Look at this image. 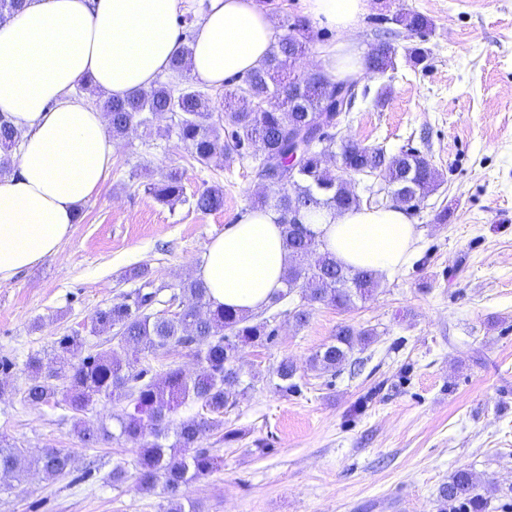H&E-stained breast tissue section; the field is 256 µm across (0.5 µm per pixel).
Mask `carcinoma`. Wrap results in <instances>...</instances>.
Masks as SVG:
<instances>
[{"mask_svg": "<svg viewBox=\"0 0 512 512\" xmlns=\"http://www.w3.org/2000/svg\"><path fill=\"white\" fill-rule=\"evenodd\" d=\"M396 28L424 34L431 30V20L421 13L399 12L390 18ZM394 30L383 32L376 53L366 58L368 71L385 74L395 69L398 48L391 40ZM311 42L309 24L300 18L287 25L261 64L246 74L236 88L234 101L225 106L219 118L213 116L211 97L187 76L183 48L169 69V80L158 81L145 90L103 102L109 120V132L122 137L132 128L150 122V117L171 114L178 140L201 165L224 157L230 150H242L253 144L263 152L257 175L280 170L283 185L274 195L263 194L253 202V209L271 208L280 214L288 249V266L283 275L284 289L271 298L277 305L297 293L304 300L344 308L365 300L378 287L374 272L355 270L339 264L333 255L320 249L316 235L302 222L305 213L328 209L338 213L361 206L360 197L352 192L349 181L325 164L333 147L339 148L345 173L376 172L385 188L397 192L412 181V192L405 207L421 203L439 186V173L429 159L417 150L387 154L378 147H368L352 139H336L334 118L336 105L343 103L355 87L354 81L324 85L320 76L310 75L288 94V58L303 53ZM20 134L11 118L0 112V178L13 169V153ZM145 190L160 203L174 205L185 200L181 172L172 168L158 182ZM194 208L202 213L224 206V189L219 185L205 188L194 196ZM129 278L142 281L131 301L123 300L99 309L91 317V332L112 330L119 341L141 351L156 352L169 346L183 347L201 364L199 371L187 375L179 367L169 368L160 381L147 377L149 368L137 355L123 357L114 349H98L76 360L75 352L83 346V337L72 334L57 340L55 368L45 370L41 358L26 363L28 381L22 392L30 406L53 400L57 386L53 379L67 380L64 398L75 411H84L99 401L124 403L126 408L115 416L118 433L107 428L78 427L80 440L95 445L102 439H123L137 448L134 473L118 465L112 481L133 479L140 493L163 495L167 507L162 512H199L186 498L184 489L220 466L219 456L199 446L207 431L221 424L224 410L233 406L240 389V374L235 360L240 347L265 345L275 335L268 320L231 309L211 308L208 290L197 279L180 284V311L166 316L151 312L157 292L150 290L153 281L145 269H133ZM375 336L372 329L357 330L342 326L334 341L323 345L310 359L316 370L334 371L351 358L354 350L368 345ZM297 368L283 359L275 370L277 388L294 393ZM197 402L203 414L183 421L174 430L173 443H167L173 415L186 402ZM71 454L48 447L33 460L25 449L0 436V482L21 484L31 469L48 478L58 479L71 472ZM438 512H492L489 490L474 473L459 469L448 477L438 492Z\"/></svg>", "mask_w": 512, "mask_h": 512, "instance_id": "carcinoma-1", "label": "carcinoma"}]
</instances>
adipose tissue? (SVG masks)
Listing matches in <instances>:
<instances>
[{
    "instance_id": "ef3b65f1",
    "label": "adipose tissue",
    "mask_w": 512,
    "mask_h": 512,
    "mask_svg": "<svg viewBox=\"0 0 512 512\" xmlns=\"http://www.w3.org/2000/svg\"><path fill=\"white\" fill-rule=\"evenodd\" d=\"M304 15L338 39L319 57L330 80L359 77L367 64L349 34L368 0H301ZM197 16L193 32L179 20ZM275 25L259 0H26L0 20V112L21 133L13 173L0 181V283L49 256L71 234L81 204L112 164L103 108L72 98L84 80L106 96L149 88L187 51L188 70L220 88L265 58ZM279 215L247 213L208 244L195 275L211 307L253 313L283 286L288 264ZM324 250L343 266L392 275L418 249L404 207L362 206L306 215Z\"/></svg>"
}]
</instances>
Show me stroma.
<instances>
[{
    "mask_svg": "<svg viewBox=\"0 0 512 512\" xmlns=\"http://www.w3.org/2000/svg\"><path fill=\"white\" fill-rule=\"evenodd\" d=\"M369 3L350 35L365 53L382 17L419 12L433 23L424 38H397L425 48L426 66L402 59L365 76L367 95L341 124L344 137L390 154L418 150L438 169L440 186L409 213L421 249L367 300L309 305L304 326L290 316L300 297L262 309L274 340L240 348L236 360L253 387L201 440L224 464L185 490L202 512H437L439 487L462 468L512 512V0ZM169 124L155 116L151 134L116 139L112 166L58 255L0 284V358L15 363L0 392V435L33 457L53 446L74 458L69 476L51 481L34 470L21 486L0 488V512H161L166 504L110 481L116 465L131 466L130 443L88 447L74 431L113 425L121 405L77 413L58 396L35 407L22 390L28 357L52 367L61 336L115 347L109 335L91 334V317L133 293L130 269L150 270L157 309L168 311L207 245L261 193L257 147L203 166ZM172 166L188 199L164 206L145 186ZM216 183L223 209L194 211L190 196ZM343 326L376 331L356 353L361 371L310 369L311 355ZM285 358L299 386L288 396L275 387ZM231 430L237 439L222 441Z\"/></svg>",
    "mask_w": 512,
    "mask_h": 512,
    "instance_id": "stroma-1",
    "label": "stroma"
}]
</instances>
